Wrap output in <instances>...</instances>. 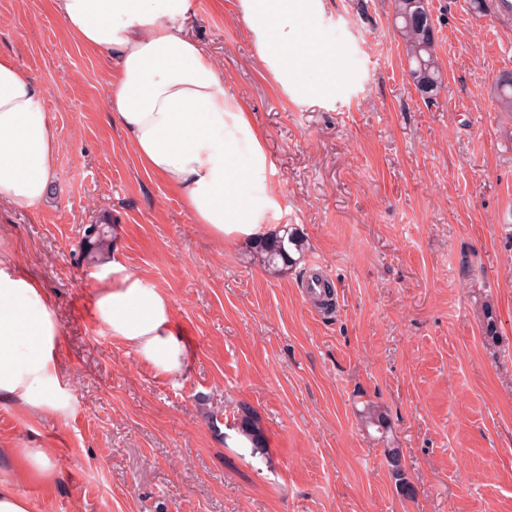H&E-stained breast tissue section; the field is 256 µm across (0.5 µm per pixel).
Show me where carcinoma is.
I'll return each mask as SVG.
<instances>
[{
  "instance_id": "obj_1",
  "label": "carcinoma",
  "mask_w": 512,
  "mask_h": 512,
  "mask_svg": "<svg viewBox=\"0 0 512 512\" xmlns=\"http://www.w3.org/2000/svg\"><path fill=\"white\" fill-rule=\"evenodd\" d=\"M393 27L401 39L408 63V77L421 93L425 102H431L437 96L443 84V70L435 54V26L430 20L429 0H392ZM495 99L505 112H512V76L499 79L494 89ZM112 226L92 224L85 230L84 258L91 264L100 263L101 257L111 247ZM304 237L297 231H285L255 244L256 253L263 262L271 267L279 265L288 268L295 264L292 252L303 250ZM362 417L366 425L386 429L387 422L379 406L373 402L365 404ZM238 430L253 447L265 446V436L257 413L242 405L238 412ZM392 474L398 486L405 494H410L400 465V452L396 448L385 449Z\"/></svg>"
}]
</instances>
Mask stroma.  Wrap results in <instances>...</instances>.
<instances>
[{
	"label": "stroma",
	"mask_w": 512,
	"mask_h": 512,
	"mask_svg": "<svg viewBox=\"0 0 512 512\" xmlns=\"http://www.w3.org/2000/svg\"><path fill=\"white\" fill-rule=\"evenodd\" d=\"M496 0H430L444 82H408L391 0H325L331 104L297 103L261 66L237 0H192L191 35L265 134L270 223L306 249L283 271L214 239L147 173L109 118L114 64L51 0H0V54L48 90L49 201L0 203V254L53 299L64 405L0 402V448H50L54 482L15 483L32 512H512V27ZM109 219L128 270L171 299L188 364L173 380L97 324L87 225ZM331 279L316 309L306 270ZM496 319L497 342L484 337ZM390 429L359 412L366 401ZM266 443L231 445L239 405ZM399 449L412 487L385 455Z\"/></svg>",
	"instance_id": "35a3bbf8"
}]
</instances>
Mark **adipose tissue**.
I'll use <instances>...</instances> for the list:
<instances>
[{"label":"adipose tissue","mask_w":512,"mask_h":512,"mask_svg":"<svg viewBox=\"0 0 512 512\" xmlns=\"http://www.w3.org/2000/svg\"><path fill=\"white\" fill-rule=\"evenodd\" d=\"M79 42L112 56L108 108L144 168L187 201L218 240L252 243L274 233V187L264 173L263 133L224 74L189 37L191 0H53ZM265 71L296 102L336 98V67L316 32L324 0H238ZM45 87L0 55V202L30 205L50 192L55 123ZM93 313L112 338L156 371L179 378L185 346L170 298L119 260L106 262ZM62 336L41 284L0 259V400L32 412L58 410L69 383L56 363ZM14 479L54 480L48 448H0Z\"/></svg>","instance_id":"adipose-tissue-1"}]
</instances>
